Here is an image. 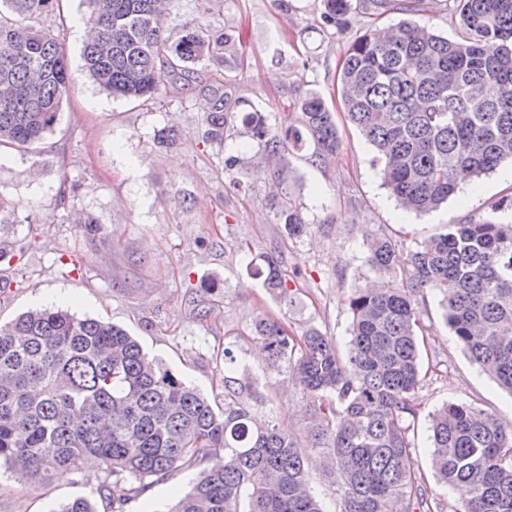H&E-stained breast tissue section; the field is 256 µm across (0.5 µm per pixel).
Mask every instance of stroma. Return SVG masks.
Listing matches in <instances>:
<instances>
[{
    "label": "stroma",
    "mask_w": 512,
    "mask_h": 512,
    "mask_svg": "<svg viewBox=\"0 0 512 512\" xmlns=\"http://www.w3.org/2000/svg\"><path fill=\"white\" fill-rule=\"evenodd\" d=\"M323 0H174L169 23L200 21L212 35L230 36L222 59L194 66L190 86L170 84L142 102L116 98L84 67L91 24L85 0H60L38 27L58 35L69 63L68 94L40 153L0 149V195L14 205L0 234L10 245L0 276V324L30 308L69 310L125 328L214 405L224 403V347L238 362L235 376L249 381L261 419L277 418L297 437L314 464L312 490L335 512L341 482L324 465L321 449L305 435L313 410L308 395L269 372L251 332L258 316L298 335L310 327L345 346L350 314L346 297L373 280L366 239L386 233L408 250L468 219L508 223L512 214L491 205L512 191V165L464 183L439 210L402 209L383 186L369 142L346 119L338 72L349 42L405 19V12L358 14L345 32L324 26ZM220 87L232 112H262L276 131L300 124L299 104L321 94L342 140L336 155L318 161L313 141L286 155L277 180L241 122L229 123L223 142L204 135L209 88ZM175 130L174 144H157V131ZM236 157L233 169L224 161ZM282 190L295 201L311 233L288 239L270 197ZM98 218L102 230L86 237L80 223ZM280 246L288 254V296L280 299L246 272L250 253ZM80 256L81 266L70 260ZM206 295V319L189 300ZM426 347L425 375L414 425V457L424 477L431 512H455L458 491L437 482L429 466L427 414L451 401H472L512 424V394L500 388L464 353L445 324L440 297L426 292L419 304ZM199 473L190 466L117 506L104 498V474L89 465L41 483L0 471V512H58L77 497L97 512H168Z\"/></svg>",
    "instance_id": "obj_1"
}]
</instances>
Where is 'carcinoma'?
Segmentation results:
<instances>
[{
  "label": "carcinoma",
  "instance_id": "cac0c4a2",
  "mask_svg": "<svg viewBox=\"0 0 512 512\" xmlns=\"http://www.w3.org/2000/svg\"><path fill=\"white\" fill-rule=\"evenodd\" d=\"M59 0H0V146L29 150L58 120L68 74L57 37L27 21ZM160 0H88L96 36L84 50L91 78L115 97L151 98L167 77L222 57L226 40L199 24L167 32ZM459 34L402 20L384 39L352 40L339 74L349 121L376 151L383 185L413 213L438 209L460 184L512 161V0H452ZM322 21L339 32L366 0H324ZM210 92L206 134L224 139L235 118ZM304 130L322 161L340 147L318 93L301 100ZM242 123L269 158L301 131L274 133L261 113ZM290 239L310 233L287 194L271 196ZM375 280L347 297L345 355L319 329L293 336L257 317L270 370L297 382L315 404L309 435L341 476L339 512H413L423 478L413 456L423 333L417 297L442 295L444 318L470 359L512 393V222L455 224L398 255L382 234L366 241ZM286 260L263 252L246 270L272 295L287 293ZM255 392L224 377L213 406L145 353L123 328L66 310L33 308L0 325V469L34 481L95 465L103 490L123 504L185 465L202 470L172 512H324L312 465L278 419L259 421ZM430 459L467 497L455 512H512V426L472 403L428 414Z\"/></svg>",
  "mask_w": 512,
  "mask_h": 512
}]
</instances>
